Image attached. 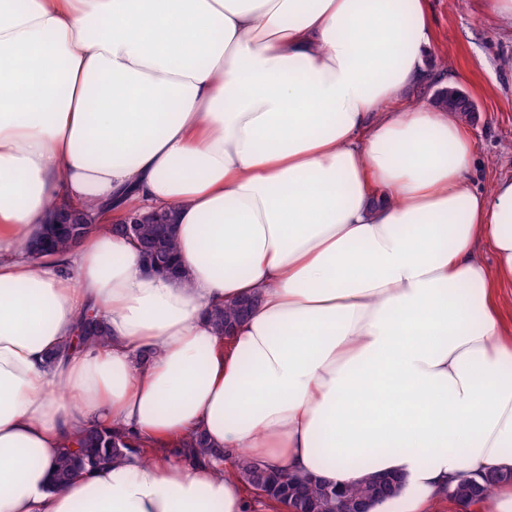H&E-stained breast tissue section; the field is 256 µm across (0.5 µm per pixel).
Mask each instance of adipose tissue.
<instances>
[{
  "instance_id": "obj_1",
  "label": "adipose tissue",
  "mask_w": 512,
  "mask_h": 512,
  "mask_svg": "<svg viewBox=\"0 0 512 512\" xmlns=\"http://www.w3.org/2000/svg\"><path fill=\"white\" fill-rule=\"evenodd\" d=\"M432 39L428 0H0V512H254L166 454L54 487L92 425L405 476L375 512L512 469V177L469 189L462 122L400 105ZM62 202L112 209L32 257ZM150 211L180 278L108 228ZM245 298L218 335L211 309ZM87 312L108 342L72 349Z\"/></svg>"
}]
</instances>
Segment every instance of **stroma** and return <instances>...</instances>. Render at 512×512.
I'll list each match as a JSON object with an SVG mask.
<instances>
[{"mask_svg":"<svg viewBox=\"0 0 512 512\" xmlns=\"http://www.w3.org/2000/svg\"><path fill=\"white\" fill-rule=\"evenodd\" d=\"M434 37L425 65L477 106L467 130L477 165L469 185L490 190L512 176V19L489 0H429Z\"/></svg>","mask_w":512,"mask_h":512,"instance_id":"1","label":"stroma"}]
</instances>
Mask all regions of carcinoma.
<instances>
[{
  "label": "carcinoma",
  "mask_w": 512,
  "mask_h": 512,
  "mask_svg": "<svg viewBox=\"0 0 512 512\" xmlns=\"http://www.w3.org/2000/svg\"><path fill=\"white\" fill-rule=\"evenodd\" d=\"M435 101L464 120L470 119L473 113L470 103L465 99L450 101L448 95L442 94L437 96ZM96 208L103 210L108 208V205H90L84 210L68 206L58 208L53 216L55 223L43 227L41 250L67 252L73 249L85 235L98 229V225L92 223L90 215V211ZM109 229L132 240L145 263L163 256L177 258L174 229L163 215L145 217L142 222L135 225L111 224ZM245 311L246 307L240 302L216 309L211 314L212 324L222 335L225 329L243 319ZM104 341L105 333L101 324L92 317H82L75 345H98ZM133 440L131 433L119 428L91 426L85 429L78 441V447L66 449L59 457L55 466V481L66 483L82 469L95 468L123 459L130 450ZM160 451L189 460L213 458L224 461V455L211 450L205 437L200 433L181 440L171 448L162 446ZM232 475L251 489H264L268 498L293 502L297 512H336L338 507L336 487L313 474L286 476L243 454L235 461ZM510 479L511 472L498 470H489L478 476L480 497L488 496L497 484ZM404 487L405 479L400 475L367 474L358 483L343 486V495L349 502L365 503L367 512H373L381 503L380 491H387L389 498L394 499L402 493Z\"/></svg>",
  "instance_id": "cac0c4a2"
}]
</instances>
